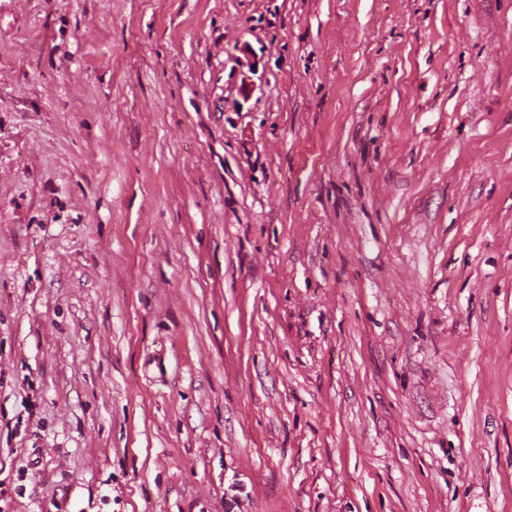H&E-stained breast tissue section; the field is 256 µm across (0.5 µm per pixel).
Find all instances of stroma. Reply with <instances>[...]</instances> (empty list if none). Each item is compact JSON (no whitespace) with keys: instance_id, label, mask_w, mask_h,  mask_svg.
Segmentation results:
<instances>
[{"instance_id":"1","label":"stroma","mask_w":512,"mask_h":512,"mask_svg":"<svg viewBox=\"0 0 512 512\" xmlns=\"http://www.w3.org/2000/svg\"><path fill=\"white\" fill-rule=\"evenodd\" d=\"M0 512H512V0H0Z\"/></svg>"}]
</instances>
